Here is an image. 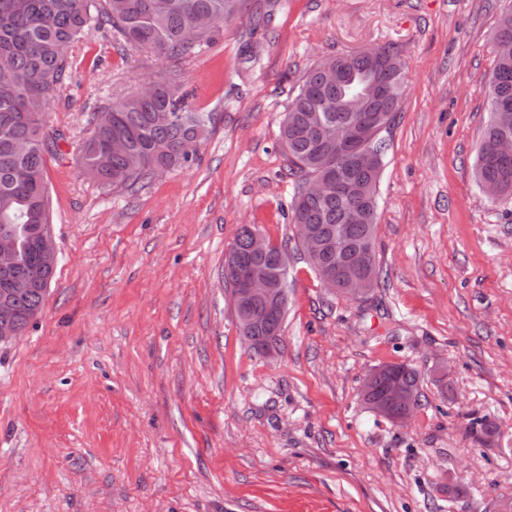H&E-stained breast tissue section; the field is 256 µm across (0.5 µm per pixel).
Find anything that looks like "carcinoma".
<instances>
[{
  "label": "carcinoma",
  "instance_id": "carcinoma-1",
  "mask_svg": "<svg viewBox=\"0 0 512 512\" xmlns=\"http://www.w3.org/2000/svg\"><path fill=\"white\" fill-rule=\"evenodd\" d=\"M237 2L0 0V243L11 242L19 253L12 277H35L33 241L41 226L50 223L46 153L59 134L49 131L46 114L51 91L71 73L73 45L91 29L105 28L112 30L119 52L145 50L184 61L214 39L224 20L235 13ZM198 18H209L214 24L197 42L189 43L185 36ZM495 42L512 45V11L501 16ZM384 51L387 57L382 63L362 51L320 60L305 75L280 125L279 140L288 161L304 173L286 219L310 230L317 244V255L310 263L318 275L344 265L357 248H376L377 184L384 152L381 132L399 112L405 79L397 50L387 45ZM491 77L495 95L488 96L489 121L475 173L480 186L511 196L512 157H501L495 143L512 140V54L495 58ZM374 81L388 88L368 104L378 128L371 142L377 155L375 168L340 166L341 179L356 186L352 193H307V182L323 166L336 167V135L357 122L358 97ZM97 111L112 113V122L91 125L78 150V163L86 176L114 189H131L158 169L170 171L191 162L215 126L213 113L193 107L176 70L152 82L149 91L104 103ZM158 112H168L172 119L160 123L155 119ZM115 139L125 142L123 151L112 150ZM20 142L29 143L24 153L17 150ZM353 211L363 212L362 222L349 221ZM253 231L248 225L241 227L224 262V279L233 284L243 274H273L287 280V267L279 265L285 250L272 245L262 256L254 253ZM47 293L46 288H26L8 298L14 324L28 327L42 310ZM284 313L279 309L265 324L251 327L254 342L263 346L280 332ZM393 382L419 396L418 371L396 364L372 380V400L389 401ZM468 432L480 446L490 448L498 425L487 418H472Z\"/></svg>",
  "mask_w": 512,
  "mask_h": 512
}]
</instances>
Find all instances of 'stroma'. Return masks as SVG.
Segmentation results:
<instances>
[{
  "label": "stroma",
  "instance_id": "obj_1",
  "mask_svg": "<svg viewBox=\"0 0 512 512\" xmlns=\"http://www.w3.org/2000/svg\"><path fill=\"white\" fill-rule=\"evenodd\" d=\"M512 0H242L181 66L218 123L197 158L129 191L76 165L101 103L164 78L94 29L47 122L57 250L45 306L0 343V512H503L512 504V196L475 177L494 33ZM395 47L405 90L377 188L362 299L325 288L283 212L301 178L279 127L319 60ZM288 252L271 354L224 280L241 225ZM385 362L419 373L395 425L360 400ZM500 433L477 446L470 419ZM464 487L449 498L446 479Z\"/></svg>",
  "mask_w": 512,
  "mask_h": 512
}]
</instances>
